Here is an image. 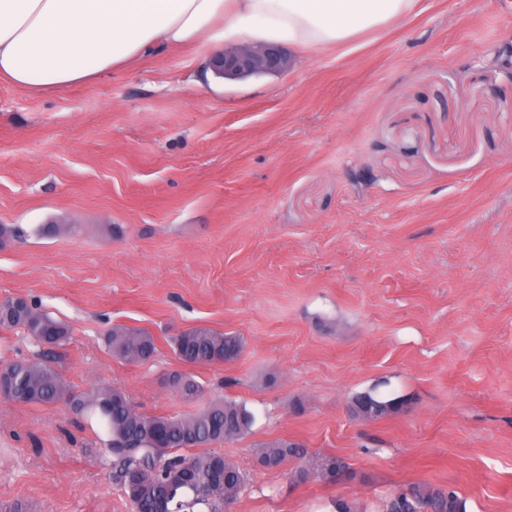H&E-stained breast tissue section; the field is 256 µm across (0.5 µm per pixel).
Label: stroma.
<instances>
[{
  "instance_id": "35a3bbf8",
  "label": "stroma",
  "mask_w": 512,
  "mask_h": 512,
  "mask_svg": "<svg viewBox=\"0 0 512 512\" xmlns=\"http://www.w3.org/2000/svg\"><path fill=\"white\" fill-rule=\"evenodd\" d=\"M210 55L41 95L0 82V225L26 231L0 245V298L71 326L70 385L146 414L197 408L164 385L186 368L167 336H241L236 361L191 369L254 417L220 447L247 475L234 512H379L421 482L512 512V0H420L276 75L219 80ZM116 325L151 332L153 359L113 357ZM373 388L398 408L357 414ZM279 438L347 480L257 466ZM99 445L66 406L0 400V502L132 512Z\"/></svg>"
}]
</instances>
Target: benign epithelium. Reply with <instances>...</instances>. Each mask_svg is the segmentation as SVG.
<instances>
[{
  "label": "benign epithelium",
  "instance_id": "7a95c632",
  "mask_svg": "<svg viewBox=\"0 0 512 512\" xmlns=\"http://www.w3.org/2000/svg\"><path fill=\"white\" fill-rule=\"evenodd\" d=\"M213 72L224 78L280 74L290 66V57L276 44L242 45L211 58Z\"/></svg>",
  "mask_w": 512,
  "mask_h": 512
}]
</instances>
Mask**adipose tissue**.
Returning <instances> with one entry per match:
<instances>
[{
	"label": "adipose tissue",
	"mask_w": 512,
	"mask_h": 512,
	"mask_svg": "<svg viewBox=\"0 0 512 512\" xmlns=\"http://www.w3.org/2000/svg\"><path fill=\"white\" fill-rule=\"evenodd\" d=\"M418 0H0V81L41 94L199 43L301 53L412 14Z\"/></svg>",
	"instance_id": "obj_1"
}]
</instances>
